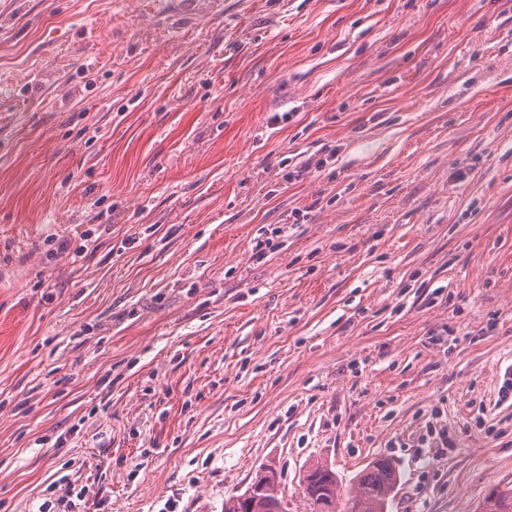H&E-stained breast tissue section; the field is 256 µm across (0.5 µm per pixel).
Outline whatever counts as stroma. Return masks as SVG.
Returning <instances> with one entry per match:
<instances>
[{
  "label": "stroma",
  "mask_w": 512,
  "mask_h": 512,
  "mask_svg": "<svg viewBox=\"0 0 512 512\" xmlns=\"http://www.w3.org/2000/svg\"><path fill=\"white\" fill-rule=\"evenodd\" d=\"M511 371L512 0H0V512H480ZM156 6L164 12L177 11L183 17L216 14L223 11V0H156ZM355 487L343 502L342 512H386L389 495L399 479L394 463L386 457L371 461L356 477ZM304 498L315 512H335L339 497L336 472L327 464L317 461L309 465L302 477ZM277 473L271 469L260 470L251 482L255 496L249 503L234 502L240 495L229 497L224 502V512H288L283 498L279 497Z\"/></svg>",
  "instance_id": "1"
}]
</instances>
